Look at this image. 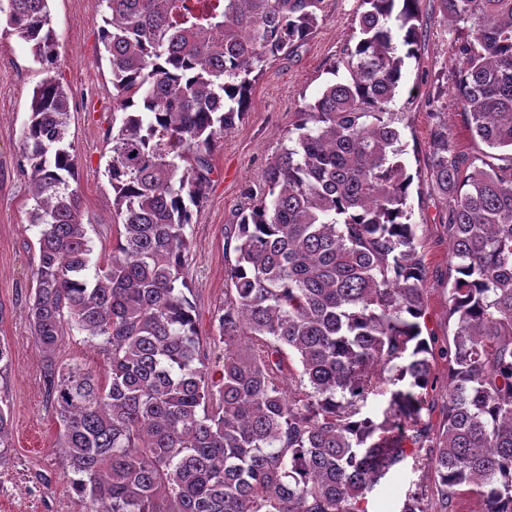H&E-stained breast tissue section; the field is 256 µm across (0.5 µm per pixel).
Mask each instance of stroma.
Instances as JSON below:
<instances>
[{
    "label": "stroma",
    "mask_w": 512,
    "mask_h": 512,
    "mask_svg": "<svg viewBox=\"0 0 512 512\" xmlns=\"http://www.w3.org/2000/svg\"><path fill=\"white\" fill-rule=\"evenodd\" d=\"M52 25L59 41L58 70L73 92L67 126L68 143L77 159V187L95 260L112 257L116 232L112 223V186L104 173L111 143L112 74L100 51L103 0H50ZM361 0H324L323 21L293 55L264 63L251 90L244 116L228 129L211 154V183L188 231V297L193 303L212 380H219L224 345L214 320L224 303L225 230L237 220L248 192H261V174L289 144L297 113L330 80L329 68L352 45L354 19ZM454 28L438 12L427 15L425 44L419 60L409 61L405 80L391 106L401 113L402 142L411 186V221L417 226L418 250L427 267L426 328L439 345L452 339L448 325L449 243L438 217L441 205L416 175L435 117L447 120L459 146L479 154L481 143L468 135L451 94H436L422 72L447 74ZM38 64L13 36L0 37V345L11 359L0 368V408L10 414L5 450L8 465L0 466V512H87L89 503L76 494L65 475L67 462L57 448L60 425L49 400L44 355L29 323V298L36 288L37 229L27 220L32 205L23 172L19 140L28 117L32 92L41 81ZM57 363L80 362L107 376L102 354L78 332L60 340ZM424 463L407 459L368 496L369 512H400L407 491L428 483Z\"/></svg>",
    "instance_id": "obj_1"
}]
</instances>
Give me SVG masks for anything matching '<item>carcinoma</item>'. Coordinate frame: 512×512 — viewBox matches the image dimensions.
Returning a JSON list of instances; mask_svg holds the SVG:
<instances>
[{"mask_svg":"<svg viewBox=\"0 0 512 512\" xmlns=\"http://www.w3.org/2000/svg\"><path fill=\"white\" fill-rule=\"evenodd\" d=\"M48 2L0 0V33L45 73L20 137L39 233L29 317L69 480L92 512H366L367 494L423 449L430 491L409 492L401 512H428L430 498L447 512L465 493L482 512H512V0H436L456 31L447 84L485 146L469 156L440 119L424 159L455 272L437 428L423 418L436 382L427 269L390 111L419 58L422 0H361L357 41L330 66L343 76L297 112L291 145L230 225L217 397L185 293L187 228L257 67L308 40L323 0H105L100 40L121 111L106 264L73 186ZM73 330L96 341L108 380L55 362ZM371 395L388 396L379 415L362 411Z\"/></svg>","mask_w":512,"mask_h":512,"instance_id":"cac0c4a2","label":"carcinoma"}]
</instances>
